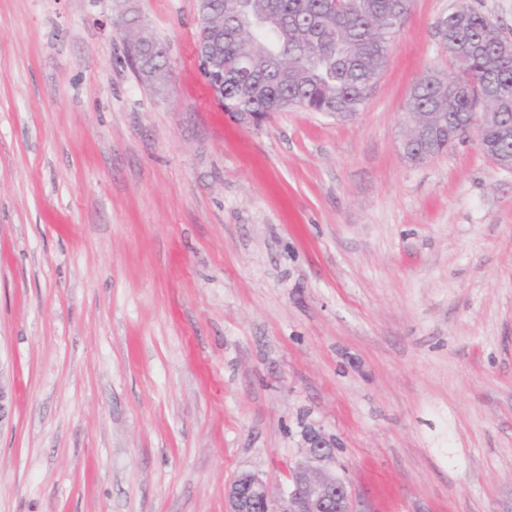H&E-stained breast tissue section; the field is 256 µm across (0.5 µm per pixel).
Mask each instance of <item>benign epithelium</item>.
I'll list each match as a JSON object with an SVG mask.
<instances>
[{
	"label": "benign epithelium",
	"instance_id": "1",
	"mask_svg": "<svg viewBox=\"0 0 512 512\" xmlns=\"http://www.w3.org/2000/svg\"><path fill=\"white\" fill-rule=\"evenodd\" d=\"M336 436L302 425L300 457L277 487L243 470L225 490L227 512H365L334 468Z\"/></svg>",
	"mask_w": 512,
	"mask_h": 512
}]
</instances>
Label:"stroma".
<instances>
[{
  "mask_svg": "<svg viewBox=\"0 0 512 512\" xmlns=\"http://www.w3.org/2000/svg\"><path fill=\"white\" fill-rule=\"evenodd\" d=\"M464 3L512 37V0H411L355 121L255 128L200 74L197 0H0V512H225L304 421L371 512H512V170L400 148ZM137 29L141 37L148 35V29L144 24ZM138 31L127 30V33H123L126 41V56L135 64L139 77L156 89L162 86L167 78V56L163 44L154 36L151 41L143 42L140 37L136 38Z\"/></svg>",
  "mask_w": 512,
  "mask_h": 512,
  "instance_id": "1",
  "label": "stroma"
}]
</instances>
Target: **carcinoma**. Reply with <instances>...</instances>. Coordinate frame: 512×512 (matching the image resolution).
<instances>
[{
  "instance_id": "carcinoma-1",
  "label": "carcinoma",
  "mask_w": 512,
  "mask_h": 512,
  "mask_svg": "<svg viewBox=\"0 0 512 512\" xmlns=\"http://www.w3.org/2000/svg\"><path fill=\"white\" fill-rule=\"evenodd\" d=\"M198 69L227 112L262 123L300 108L330 117L360 111L385 67L406 0H201ZM453 72L432 70L405 107L411 153H439L448 139L425 140L418 128L463 127L482 114L478 134L494 162L512 156V58L499 57L508 37L479 11L461 5L442 22ZM126 56L153 88L164 84L167 56L157 39L125 33Z\"/></svg>"
}]
</instances>
